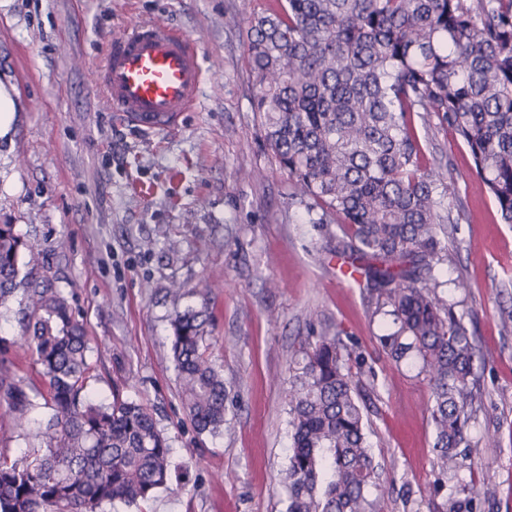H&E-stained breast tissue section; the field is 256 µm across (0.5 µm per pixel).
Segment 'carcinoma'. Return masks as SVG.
<instances>
[{"label":"carcinoma","mask_w":512,"mask_h":512,"mask_svg":"<svg viewBox=\"0 0 512 512\" xmlns=\"http://www.w3.org/2000/svg\"><path fill=\"white\" fill-rule=\"evenodd\" d=\"M245 53L251 108L261 136L288 174L311 223L336 224V254L364 275L387 319L379 336L395 363L412 362L431 389L439 495L445 479L467 497L437 512H476L481 489L459 474L475 399L474 345L438 295L447 261L442 224H455L447 176L421 151L415 120L468 147L502 223L512 224V0H273L250 21ZM15 225L0 224V318L20 291ZM21 339L42 369L52 413L19 459L0 455V512H105L168 487L172 448L150 409L88 393L92 347L64 292L34 286ZM211 312L171 320L173 361L186 413L200 433L227 424L224 375L206 355ZM340 340L308 344L288 394L291 432L282 477L287 512H382L390 486L368 442L363 400ZM0 395L20 422L39 408L0 358Z\"/></svg>","instance_id":"cac0c4a2"}]
</instances>
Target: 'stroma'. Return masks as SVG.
Returning a JSON list of instances; mask_svg holds the SVG:
<instances>
[{
    "label": "stroma",
    "instance_id": "1",
    "mask_svg": "<svg viewBox=\"0 0 512 512\" xmlns=\"http://www.w3.org/2000/svg\"><path fill=\"white\" fill-rule=\"evenodd\" d=\"M269 2L0 8V79L23 106L0 139V222L33 247L20 277L68 295L93 347V392L147 405L177 466L167 489L114 512H285L292 362L322 332L364 360L354 375L375 405L370 441L396 485L384 512H411L405 494L431 491L428 382L382 350L366 291L343 280L330 253L336 225L309 223L251 109L244 41ZM138 20L195 41L205 73L197 108L150 135L111 110L95 80L112 39ZM418 133L426 159L451 172L448 202L461 216L438 294L479 354L467 463L491 480L477 512H512V225L500 222L462 140L432 126ZM203 304L213 316L209 353L229 389L216 435L187 417L171 354L172 318ZM0 336L27 392L47 394L18 312L0 322Z\"/></svg>",
    "mask_w": 512,
    "mask_h": 512
}]
</instances>
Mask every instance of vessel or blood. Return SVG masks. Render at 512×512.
Wrapping results in <instances>:
<instances>
[{
  "instance_id": "1",
  "label": "vessel or blood",
  "mask_w": 512,
  "mask_h": 512,
  "mask_svg": "<svg viewBox=\"0 0 512 512\" xmlns=\"http://www.w3.org/2000/svg\"><path fill=\"white\" fill-rule=\"evenodd\" d=\"M96 76L113 110L149 133L178 123L199 103L204 83L194 42L158 22L116 36Z\"/></svg>"
}]
</instances>
